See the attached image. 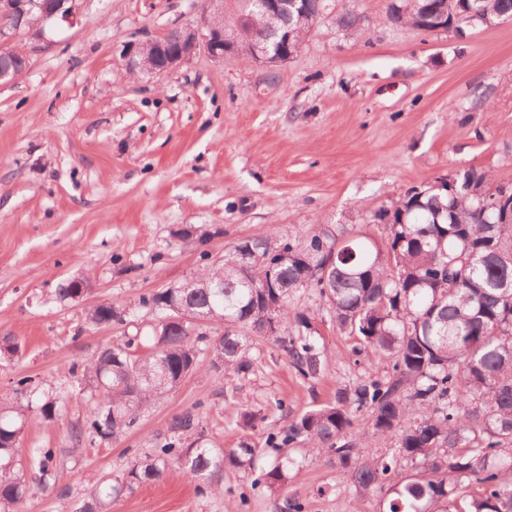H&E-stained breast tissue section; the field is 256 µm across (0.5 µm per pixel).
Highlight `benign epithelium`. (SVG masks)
<instances>
[{
    "mask_svg": "<svg viewBox=\"0 0 512 512\" xmlns=\"http://www.w3.org/2000/svg\"><path fill=\"white\" fill-rule=\"evenodd\" d=\"M216 4V8L204 12L196 27L191 30L192 37L185 48L170 55L162 66L154 65L148 72L155 75H162L181 63L189 60L197 51L204 50L210 57L216 60L231 59L225 42L228 41L224 35V0H210ZM0 7L12 12L15 16L13 28L0 31V42L12 44L22 34L42 38L48 24L62 21L73 25L78 19L77 0H0ZM38 10L40 21L37 25L31 26L27 16L33 10ZM143 42L133 41L124 46L123 59L125 66L130 71L144 70L142 58ZM0 57L9 59V63L0 66V80L11 81L19 76L23 67L15 66L18 61H26V53L10 48L0 52ZM252 62L256 65H270L287 61L276 45L259 43L251 55Z\"/></svg>",
    "mask_w": 512,
    "mask_h": 512,
    "instance_id": "benign-epithelium-1",
    "label": "benign epithelium"
}]
</instances>
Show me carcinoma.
<instances>
[{
	"instance_id": "cac0c4a2",
	"label": "carcinoma",
	"mask_w": 512,
	"mask_h": 512,
	"mask_svg": "<svg viewBox=\"0 0 512 512\" xmlns=\"http://www.w3.org/2000/svg\"><path fill=\"white\" fill-rule=\"evenodd\" d=\"M242 24L237 59L250 61L251 46L267 41L298 52L322 18L326 0H298L293 20L261 13L255 0H240ZM471 12L496 20L512 14V0H393L388 20L430 33L459 31ZM336 27L350 35L366 31L358 13L336 12ZM185 28L161 37L169 52L188 42ZM490 176L469 168L451 181L437 177L373 212L383 226L377 239L356 225L329 224L300 237L271 235L239 241L193 275L197 288L175 285L142 295L155 314L151 335L106 346L73 365L95 398L89 414L73 426L77 444L119 439L138 428L142 416L200 371L207 350L211 368L246 378L255 362L254 340L273 342L306 382L322 378L328 359L318 322L329 321L354 340L353 363L370 360L386 374L341 385L335 401L294 416L281 409L283 426L267 425L264 447L317 448L342 470L362 496H376L382 512H512V196L493 208ZM316 295L322 312L302 304ZM91 326L126 322V310L108 302L86 314ZM16 398L0 402V512H22L33 486L59 480L52 448H29L34 476L18 468L20 433L35 417L51 420L58 398L21 378ZM370 430L354 432L359 415ZM266 417L246 409L234 448L203 439L197 414L172 417L167 437L152 453L136 456L123 477L107 479L79 512H112V503L134 485L161 478L172 467L198 482L201 494L226 468L254 469L260 452L245 432ZM396 440L391 452L364 454L375 442ZM416 473L390 481L399 462ZM292 461L275 459L260 473L279 496L278 512H304L305 503L284 493Z\"/></svg>"
}]
</instances>
